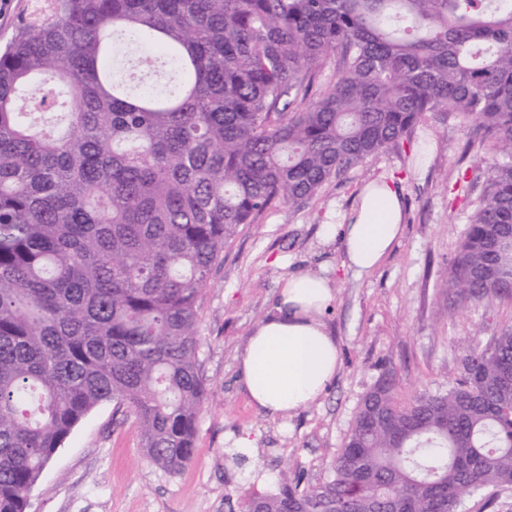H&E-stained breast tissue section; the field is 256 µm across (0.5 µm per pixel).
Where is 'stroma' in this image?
I'll use <instances>...</instances> for the list:
<instances>
[{"instance_id": "stroma-1", "label": "stroma", "mask_w": 512, "mask_h": 512, "mask_svg": "<svg viewBox=\"0 0 512 512\" xmlns=\"http://www.w3.org/2000/svg\"><path fill=\"white\" fill-rule=\"evenodd\" d=\"M467 141L455 114L428 113L409 145L348 171L304 206H275L244 227L198 301L207 400L194 461L174 474L153 465L134 419L106 402L58 449L30 493L28 512H229L226 495L245 483L225 472L231 436H256L250 456L270 477L266 489L286 466L317 483L343 447L362 397L384 373L395 372L404 401L423 391L445 392L459 376L461 358L512 325V305L473 301L452 310L441 288L474 210L475 196L458 177L485 180L491 165ZM384 175L400 192L402 234L378 268L359 276L342 268V242H324L321 226L328 215H350L362 187ZM297 271L327 276L336 291L324 320L338 343L340 366L315 402L273 419L239 388L237 356L283 279Z\"/></svg>"}]
</instances>
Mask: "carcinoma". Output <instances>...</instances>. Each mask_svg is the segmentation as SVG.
Segmentation results:
<instances>
[{"instance_id":"obj_1","label":"carcinoma","mask_w":512,"mask_h":512,"mask_svg":"<svg viewBox=\"0 0 512 512\" xmlns=\"http://www.w3.org/2000/svg\"><path fill=\"white\" fill-rule=\"evenodd\" d=\"M332 68L335 81L323 84ZM451 110L496 159L444 274L512 300V0H34L0 49V512L111 401L156 466L196 455L198 299L281 203ZM362 398L330 477L238 512H459L512 491V327L444 393Z\"/></svg>"}]
</instances>
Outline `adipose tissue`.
Wrapping results in <instances>:
<instances>
[{"label": "adipose tissue", "instance_id": "adipose-tissue-1", "mask_svg": "<svg viewBox=\"0 0 512 512\" xmlns=\"http://www.w3.org/2000/svg\"><path fill=\"white\" fill-rule=\"evenodd\" d=\"M398 189L386 178L365 185L347 223L326 224L324 239H341L343 268L368 273L401 235ZM335 300L328 280L288 275L271 312L251 330L237 358V382L259 411L277 416L315 401L338 371V346L324 321Z\"/></svg>", "mask_w": 512, "mask_h": 512}]
</instances>
